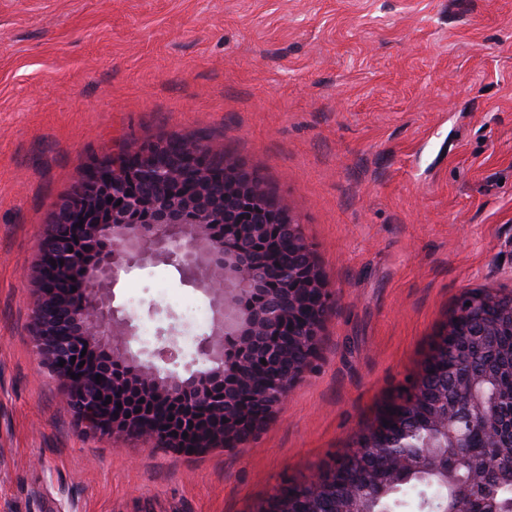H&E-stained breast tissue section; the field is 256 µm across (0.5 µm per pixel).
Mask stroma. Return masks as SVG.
Returning a JSON list of instances; mask_svg holds the SVG:
<instances>
[{"label": "stroma", "instance_id": "stroma-1", "mask_svg": "<svg viewBox=\"0 0 512 512\" xmlns=\"http://www.w3.org/2000/svg\"><path fill=\"white\" fill-rule=\"evenodd\" d=\"M172 135L259 174L332 295L287 403L192 455L86 432L31 332L40 243L83 169ZM511 240L512 0H0V512H253L350 448L462 290L512 289ZM117 302L209 330L170 266Z\"/></svg>", "mask_w": 512, "mask_h": 512}]
</instances>
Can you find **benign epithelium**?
Segmentation results:
<instances>
[{"instance_id":"7a95c632","label":"benign epithelium","mask_w":512,"mask_h":512,"mask_svg":"<svg viewBox=\"0 0 512 512\" xmlns=\"http://www.w3.org/2000/svg\"><path fill=\"white\" fill-rule=\"evenodd\" d=\"M205 165L203 147L196 142H182L175 153L165 140L134 143L118 159L109 156L85 168L47 225L31 331L39 354L65 385L68 407L88 431L110 430L157 441L141 418L118 408L128 396L139 394L172 405L193 403L213 415V426L196 438L193 450H208L221 441L238 447L286 403L311 365L331 295L301 224L286 203L263 191L257 175L227 160L224 191L216 194ZM245 205L259 216L236 232L237 242L230 247L216 229L234 223L236 209ZM80 221L84 235L99 241L100 249L83 264L82 294L76 301L56 287L55 274L77 261L69 252L72 240L64 228ZM272 224L278 225L292 249L285 269H269L253 246ZM157 264L173 267L183 284L201 291L213 313L210 332L199 349L202 366L184 377L164 372L132 352L136 328L116 304V290L129 275ZM283 276L288 288L279 291L273 282ZM250 294L256 300L241 305ZM489 302L485 294L466 295L448 326V336L470 324L481 345H493L496 329L473 320L475 309ZM303 314V358L294 362L281 332L288 321ZM159 335L163 346L152 356L176 362L182 354L178 329L171 324ZM81 353L87 369L74 379V371L59 363ZM257 354L266 361L260 376L251 370ZM129 364L136 369L116 374ZM98 375L112 379V392L97 384ZM461 390L469 403L437 410L424 447L416 454L404 448L391 456L393 474H404L423 459L433 474L448 481V449L467 447L466 426L472 425L474 412L486 420L489 436L499 437L498 396H486L475 381L461 385ZM452 498L454 505L443 512H463L478 501V494L462 495L455 489Z\"/></svg>"}]
</instances>
